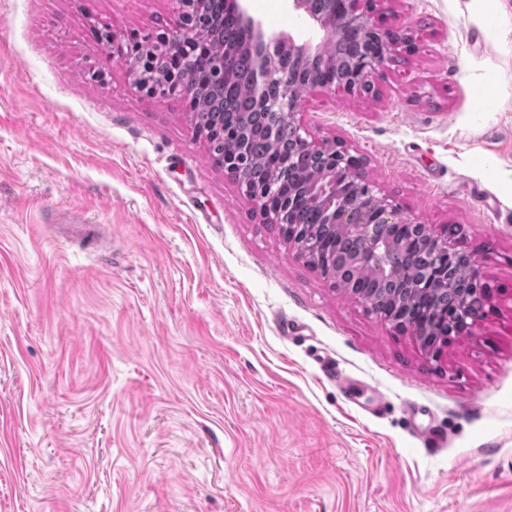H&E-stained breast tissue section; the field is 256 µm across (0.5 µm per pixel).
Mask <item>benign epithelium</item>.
Masks as SVG:
<instances>
[{"label":"benign epithelium","instance_id":"1","mask_svg":"<svg viewBox=\"0 0 512 512\" xmlns=\"http://www.w3.org/2000/svg\"><path fill=\"white\" fill-rule=\"evenodd\" d=\"M178 2L182 10L178 27L162 34V38L168 44L170 56L180 61L183 56L208 43L209 35L189 22V0ZM247 2L249 0H227L240 17L243 27L251 33L255 57L253 94L263 108L274 115L275 121L293 129L299 154L324 160L323 173L305 185L304 191L298 195V203L320 206L329 215L330 223L341 225L353 243V261L358 270L371 269L378 278L385 280L403 277L404 271L397 261L392 241L377 234L378 228L384 226L409 231V241L430 252L432 268L440 272L456 250L448 234H442L418 218L404 214L398 204L377 192L374 185L364 178L362 158L351 154L341 142L311 137L300 120L302 92L319 88L372 93L377 90L376 84L383 78L389 64L415 46L408 31L387 29L380 25L378 11L389 0H323L320 10L311 5L312 0H288L291 8L303 15L309 26L319 32L320 40L316 44L308 40L300 42L282 33L264 32L260 23L249 13ZM353 31L364 37L369 48L344 73L338 75L330 70L336 38ZM282 51L300 64L319 59L322 65L301 80L281 66L279 54ZM133 81L149 96L178 95L190 102L194 100L193 83L178 70L161 87L142 81L138 75L133 77ZM271 85L279 86L280 92L268 94L267 89ZM240 188L254 203L265 223H292L291 209L285 206L275 185L253 188L242 183ZM288 241L293 243L301 259L307 262L312 260L314 244L291 231L288 232ZM366 303L379 319L395 329L409 333L414 331L415 325L390 315L378 301L369 298ZM455 322L459 332L469 333L476 325L477 318L464 306L456 310Z\"/></svg>","mask_w":512,"mask_h":512}]
</instances>
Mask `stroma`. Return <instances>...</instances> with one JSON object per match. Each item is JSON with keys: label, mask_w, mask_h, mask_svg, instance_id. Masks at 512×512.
<instances>
[{"label": "stroma", "mask_w": 512, "mask_h": 512, "mask_svg": "<svg viewBox=\"0 0 512 512\" xmlns=\"http://www.w3.org/2000/svg\"><path fill=\"white\" fill-rule=\"evenodd\" d=\"M177 20L0 0V512H512V0H390L415 49L378 93L301 101L473 252L485 316L436 356L299 260L97 38Z\"/></svg>", "instance_id": "1"}]
</instances>
